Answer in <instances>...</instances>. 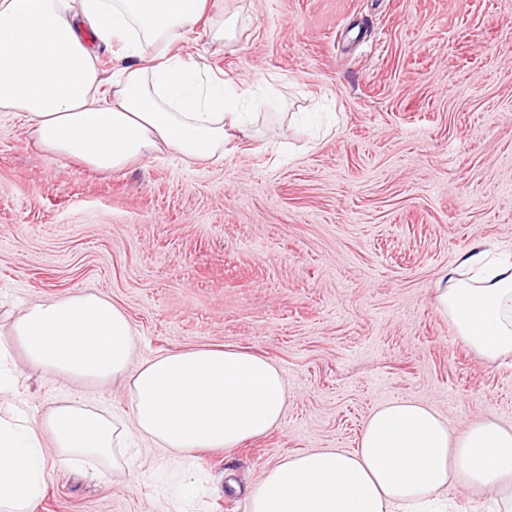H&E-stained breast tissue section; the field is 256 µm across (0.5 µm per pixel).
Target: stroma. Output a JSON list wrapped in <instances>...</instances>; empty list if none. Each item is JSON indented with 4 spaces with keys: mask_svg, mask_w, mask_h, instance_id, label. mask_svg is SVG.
<instances>
[{
    "mask_svg": "<svg viewBox=\"0 0 512 512\" xmlns=\"http://www.w3.org/2000/svg\"><path fill=\"white\" fill-rule=\"evenodd\" d=\"M235 41L182 56L254 93L218 158L160 153L114 172L43 152L0 112V326L83 291L129 319L134 364L222 346L288 389L279 428L172 465L134 440L119 468L45 446L36 512H249L282 459L356 448L380 405L423 402L458 431L512 427V356L467 346L440 278L475 242L512 255V0H243ZM0 391L32 420L78 401L131 425L126 380L28 365Z\"/></svg>",
    "mask_w": 512,
    "mask_h": 512,
    "instance_id": "35a3bbf8",
    "label": "stroma"
}]
</instances>
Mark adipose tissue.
I'll return each mask as SVG.
<instances>
[{"label": "adipose tissue", "mask_w": 512, "mask_h": 512, "mask_svg": "<svg viewBox=\"0 0 512 512\" xmlns=\"http://www.w3.org/2000/svg\"><path fill=\"white\" fill-rule=\"evenodd\" d=\"M209 0H0V112L20 113L44 152L116 171L167 148L195 161L223 151L239 127L238 100L204 65L176 54L198 24L212 40L235 39L239 12ZM119 46L116 80L103 78L84 39ZM438 289L442 313L481 355L512 354V264H494L484 243ZM9 334L31 366L76 381L129 382L131 431L73 401L40 422L23 404L0 416V512H34L48 480L44 445L64 457L116 466L128 433L171 461L197 448L232 450L278 427L282 372L256 355L199 348L132 367L133 328L106 297L84 292L28 305ZM488 492L491 512H512V429L483 421L458 432L415 400L368 419L355 449L317 448L268 468L250 512H415L449 481Z\"/></svg>", "instance_id": "obj_1"}]
</instances>
